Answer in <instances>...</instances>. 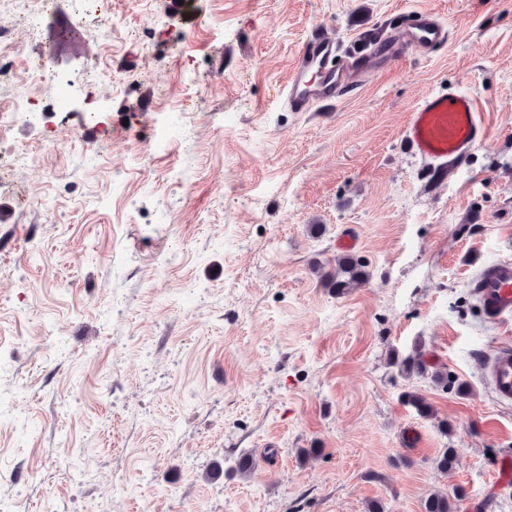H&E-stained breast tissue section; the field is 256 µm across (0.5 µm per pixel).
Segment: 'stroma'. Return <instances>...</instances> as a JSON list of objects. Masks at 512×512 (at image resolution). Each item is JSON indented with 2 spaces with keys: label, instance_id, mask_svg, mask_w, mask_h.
<instances>
[{
  "label": "stroma",
  "instance_id": "stroma-1",
  "mask_svg": "<svg viewBox=\"0 0 512 512\" xmlns=\"http://www.w3.org/2000/svg\"><path fill=\"white\" fill-rule=\"evenodd\" d=\"M428 9L446 45L338 102H277L307 33L348 54ZM87 51L42 26L70 112L0 191V491L19 512H512V405L483 378L512 322L469 282L512 261V0H112ZM112 69L88 96L86 69ZM470 90L487 141L432 172L425 93ZM368 277L336 294L337 241ZM422 346L466 394L390 361ZM417 392L448 422L419 416ZM460 454L437 468L442 449ZM254 467L240 474L236 461ZM463 491L459 487L452 488L451 493L438 492L430 494L424 501V512H455V500H460Z\"/></svg>",
  "mask_w": 512,
  "mask_h": 512
}]
</instances>
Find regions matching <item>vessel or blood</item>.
<instances>
[{
  "label": "vessel or blood",
  "instance_id": "obj_1",
  "mask_svg": "<svg viewBox=\"0 0 512 512\" xmlns=\"http://www.w3.org/2000/svg\"><path fill=\"white\" fill-rule=\"evenodd\" d=\"M404 23L374 43L382 64L410 52L427 54L445 45L449 28L428 10L405 12ZM337 43L312 29L295 53L281 101L292 112L335 102L347 83L368 76L364 58L337 63ZM488 136L484 107L476 95L451 90L425 94L412 109L403 139L414 155L440 168L469 155ZM473 294L485 315L495 321L512 317V261L496 260L480 267ZM484 377L496 400L512 404V345L498 346L484 363Z\"/></svg>",
  "mask_w": 512,
  "mask_h": 512
}]
</instances>
